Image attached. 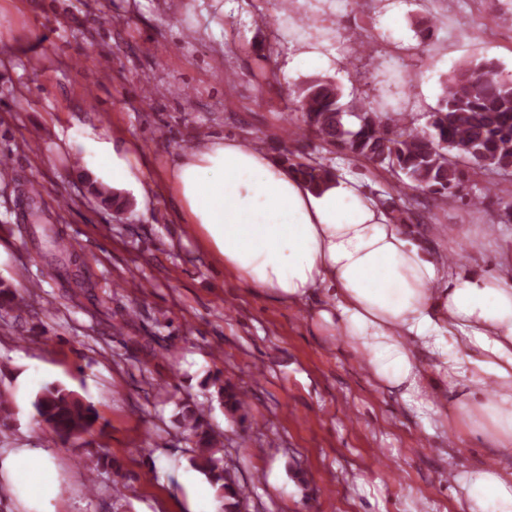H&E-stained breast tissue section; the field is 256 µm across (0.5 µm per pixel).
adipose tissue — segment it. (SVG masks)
Wrapping results in <instances>:
<instances>
[{
	"label": "adipose tissue",
	"mask_w": 512,
	"mask_h": 512,
	"mask_svg": "<svg viewBox=\"0 0 512 512\" xmlns=\"http://www.w3.org/2000/svg\"><path fill=\"white\" fill-rule=\"evenodd\" d=\"M88 166L113 184L130 178L128 154L101 130L80 141ZM168 178L202 245L247 288L296 305L317 294L316 321L364 358L379 389L405 406L427 386L449 394L451 422L481 435L496 465L457 466L460 512H512V271L450 275L410 224H396L352 178L311 189L246 142L215 139L175 157ZM30 507L51 496L43 450L0 460Z\"/></svg>",
	"instance_id": "obj_1"
}]
</instances>
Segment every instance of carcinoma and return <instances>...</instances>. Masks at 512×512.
<instances>
[{
    "instance_id": "1",
    "label": "carcinoma",
    "mask_w": 512,
    "mask_h": 512,
    "mask_svg": "<svg viewBox=\"0 0 512 512\" xmlns=\"http://www.w3.org/2000/svg\"><path fill=\"white\" fill-rule=\"evenodd\" d=\"M301 113L304 132L320 142L337 147L345 154L365 160L395 173L397 193L419 192L444 201L450 197L474 208L483 205L481 197L468 189V174L481 171L512 170V74H505L491 61L469 62L455 70L443 83L439 108L430 114V130L406 132L398 126L407 124L403 115L391 117L372 109L362 98L346 102L335 82L312 78L301 83L294 100ZM281 163L293 169L311 188L318 189L336 178L332 167L305 159L289 149L283 150ZM32 184L14 183V191L25 201L26 212L20 231H41L47 249L36 256L52 266L55 275L76 300L91 294L92 284L86 276V260L71 248L60 246L62 239L50 234L43 223ZM92 193L117 209L127 208L129 201L103 185H91ZM397 224H412L415 212L407 205L388 204ZM0 310L21 315L22 299L13 286L0 280ZM218 387L220 404L230 415L244 410V392L212 381ZM36 420L63 439L76 437L93 427L98 420L95 408L83 402L61 384L45 385L33 403ZM207 409L185 404L179 414L180 427L194 438L190 463L202 472L224 499L225 512H241L247 490L238 485L224 468L223 436L209 427Z\"/></svg>"
}]
</instances>
